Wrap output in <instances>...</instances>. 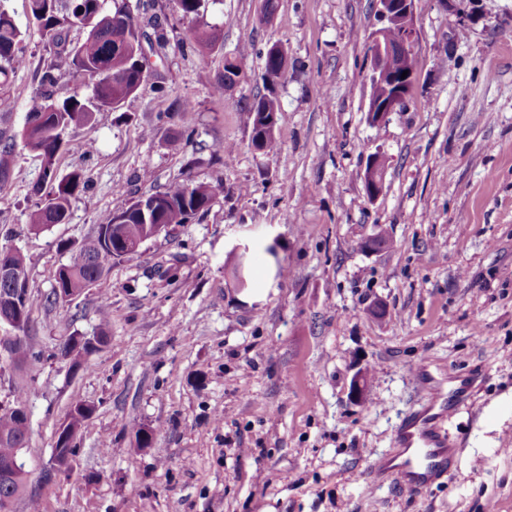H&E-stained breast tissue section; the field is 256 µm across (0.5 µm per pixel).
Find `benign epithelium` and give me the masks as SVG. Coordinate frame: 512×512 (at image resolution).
<instances>
[{
    "mask_svg": "<svg viewBox=\"0 0 512 512\" xmlns=\"http://www.w3.org/2000/svg\"><path fill=\"white\" fill-rule=\"evenodd\" d=\"M381 22L386 26L401 28L402 38L396 43H384L378 33L371 35L370 53L372 64L371 95L368 115L373 123L384 121L397 108L404 105L409 85L403 82H392L383 87L380 75L386 72L387 65L393 55L409 51L416 37L415 0H376ZM384 171L378 157H373L364 173V181L369 186L371 197H377L382 191ZM24 281L11 275L10 268L0 267V322L4 324V332L0 333V359L5 357L13 360L11 344L23 335L26 324L23 317L22 302L18 296Z\"/></svg>",
    "mask_w": 512,
    "mask_h": 512,
    "instance_id": "1",
    "label": "benign epithelium"
}]
</instances>
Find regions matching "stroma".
I'll return each mask as SVG.
<instances>
[{"label":"stroma","instance_id":"stroma-1","mask_svg":"<svg viewBox=\"0 0 512 512\" xmlns=\"http://www.w3.org/2000/svg\"><path fill=\"white\" fill-rule=\"evenodd\" d=\"M276 3L267 20L264 0H201L185 19L176 0H129L148 76L70 132L83 149L61 151L57 175L83 170L86 185L67 223L35 231L42 164L20 139L53 54L28 0H6L28 35L14 108L0 112V137L17 143L0 246L26 257L39 354L0 363L1 406L28 388L15 512H512V0H415L417 73L405 106L376 124L375 0ZM275 43L288 59L278 147L262 152L247 107ZM229 59L241 76L224 89ZM219 142L228 151L214 153ZM376 154L372 199L363 174ZM177 178L217 186L207 211L69 304L47 303L103 214ZM380 233L387 245L364 250ZM101 334L79 366L61 359L69 336ZM424 362L444 383L477 378L446 423L453 476L413 497L370 466L420 407ZM78 402L93 412L58 470L57 433Z\"/></svg>","mask_w":512,"mask_h":512}]
</instances>
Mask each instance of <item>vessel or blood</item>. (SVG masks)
<instances>
[{"instance_id": "vessel-or-blood-1", "label": "vessel or blood", "mask_w": 512, "mask_h": 512, "mask_svg": "<svg viewBox=\"0 0 512 512\" xmlns=\"http://www.w3.org/2000/svg\"><path fill=\"white\" fill-rule=\"evenodd\" d=\"M415 378L426 400L422 409L406 418L396 432L395 445L402 448L404 457L395 465L384 457L373 464L377 470L392 469L400 488L411 495L423 492L439 479L452 476L454 450L449 446L444 424L462 404L468 389L464 381L455 388L443 389L421 366L416 368Z\"/></svg>"}]
</instances>
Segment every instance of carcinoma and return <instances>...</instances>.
Segmentation results:
<instances>
[{
  "label": "carcinoma",
  "mask_w": 512,
  "mask_h": 512,
  "mask_svg": "<svg viewBox=\"0 0 512 512\" xmlns=\"http://www.w3.org/2000/svg\"><path fill=\"white\" fill-rule=\"evenodd\" d=\"M30 14L41 38L55 54H67L71 64L93 85V95L82 99L76 95H58L59 81L55 65L42 69L40 91L32 99L28 115L40 114L38 121L26 122L22 138L26 147L37 153L42 161L41 184L36 192L47 185L50 190L41 202L28 212L27 223L35 230L53 224H64L69 218L72 200L76 198L83 182L82 174L74 171L59 180L56 174V158L63 146L75 149L76 143L64 140V133L86 124L93 112L103 108L116 110L134 94L145 75L137 67L143 56L141 35L126 0H28ZM112 3L105 8L106 3ZM77 30L84 38L69 40V33ZM25 33L14 18L0 4V112L13 108V101L5 89L11 78L26 62L24 51ZM418 59L410 52L393 59L387 76L403 71L417 70ZM280 105L272 95H263L249 105L248 118L252 132H257L265 117L278 115ZM14 144L0 138V182L9 177L13 161ZM216 188L209 185L192 186L185 180L172 182L163 192L156 193L166 203L158 222L171 226L187 224L198 212L207 209L213 201ZM115 214H105L97 226L95 235L86 241L72 263L64 266L66 276L55 279L47 301L53 305H65L57 289L73 296L91 287L112 265L135 256L130 251L112 248L103 242L112 229ZM15 360L23 365L38 357L33 351L32 337L18 339L13 348ZM26 398L19 394L14 403L0 407V463L27 447L28 420L20 415Z\"/></svg>",
  "instance_id": "1"
}]
</instances>
